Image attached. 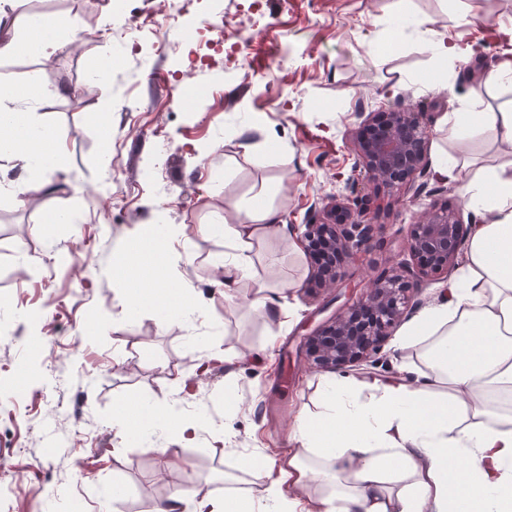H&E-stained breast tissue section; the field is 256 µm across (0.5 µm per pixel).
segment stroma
<instances>
[{"mask_svg":"<svg viewBox=\"0 0 512 512\" xmlns=\"http://www.w3.org/2000/svg\"><path fill=\"white\" fill-rule=\"evenodd\" d=\"M28 18H79L76 48L40 64L59 95L38 117L65 139L67 175L37 171L45 188L25 199L0 194V512H150L161 496H242L268 481L255 456L280 459L299 411L319 413L331 374L310 368L307 335L335 310L334 289L311 285L310 261L288 241L324 199L364 187L352 133L360 113L412 105L428 115L430 167L444 158L494 164L498 150L476 141L459 151L448 115L512 108V88L479 87L505 58L491 29L512 24V0H20ZM423 18L387 60L378 41L396 19ZM222 30L198 44L196 32ZM448 35L463 56L439 57ZM112 127L110 146L101 123ZM275 206L290 233L254 248L257 270L284 285L289 327L271 335L249 290L225 300L213 281L224 239L198 227L246 200ZM459 183L430 179L420 202L402 200L376 218L381 240L345 267L351 287L411 263L406 236L424 205H461ZM79 204L75 224L54 212ZM161 224L184 227L178 258L156 283L192 292L204 319L128 312L113 266L131 239ZM66 260H59V253ZM246 354L231 370L203 371L213 345ZM391 333L376 361L347 368L371 380L424 367ZM195 378L186 418L208 422L193 442L178 427L158 431L171 458L143 450L139 435H115V411H159Z\"/></svg>","mask_w":512,"mask_h":512,"instance_id":"35a3bbf8","label":"stroma"}]
</instances>
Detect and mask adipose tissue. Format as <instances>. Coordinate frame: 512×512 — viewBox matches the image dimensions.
Here are the masks:
<instances>
[{
    "mask_svg": "<svg viewBox=\"0 0 512 512\" xmlns=\"http://www.w3.org/2000/svg\"><path fill=\"white\" fill-rule=\"evenodd\" d=\"M17 2L0 0V57L49 60L74 43L77 21L27 23L13 12ZM51 93L38 77L0 82V159L27 172L46 158L51 172H63V141L35 112ZM448 134L462 145L489 139L502 154L483 173L469 159L439 169L460 183L476 222L455 279L401 333L402 346L420 348L427 372L411 380L336 377L323 410L298 415L294 446L264 488L191 504L177 493L156 512H512V408L494 404L512 397V112L449 113ZM199 232L224 235L229 252L214 267L225 297L252 281L251 308L286 324L281 287L257 279L253 254L256 241L286 236L276 209L254 199L244 220L203 224ZM181 234L169 226L163 244L134 240L123 254L139 275L138 300L199 315L190 294L155 285ZM309 455L336 462L339 472L335 489L316 498L306 493L319 477L302 462Z\"/></svg>",
    "mask_w": 512,
    "mask_h": 512,
    "instance_id": "adipose-tissue-1",
    "label": "adipose tissue"
}]
</instances>
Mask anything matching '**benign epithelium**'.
Listing matches in <instances>:
<instances>
[{
	"label": "benign epithelium",
	"instance_id": "benign-epithelium-1",
	"mask_svg": "<svg viewBox=\"0 0 512 512\" xmlns=\"http://www.w3.org/2000/svg\"><path fill=\"white\" fill-rule=\"evenodd\" d=\"M424 116L410 107H391L368 115L359 126L353 143L374 191L332 196L318 218L304 225L301 243L318 287H338L344 266L375 246L373 213L382 209L380 194L394 196L404 189L418 195L425 187L417 183L427 175L430 130ZM469 229L462 210L446 207L430 209L409 225L407 248L416 265L404 264L370 280L355 304L315 328L306 337L310 365L336 371L377 355L418 282L451 274Z\"/></svg>",
	"mask_w": 512,
	"mask_h": 512
}]
</instances>
